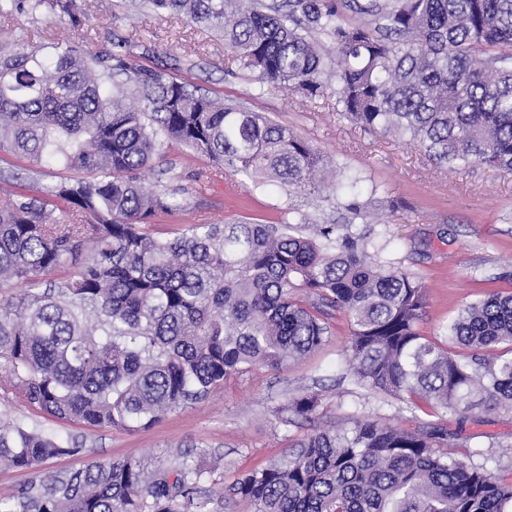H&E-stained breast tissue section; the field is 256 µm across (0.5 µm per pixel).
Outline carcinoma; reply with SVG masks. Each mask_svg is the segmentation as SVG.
<instances>
[{"mask_svg":"<svg viewBox=\"0 0 512 512\" xmlns=\"http://www.w3.org/2000/svg\"><path fill=\"white\" fill-rule=\"evenodd\" d=\"M147 3L222 33L262 88L330 90L348 120L409 141L438 165L512 169V0H370L360 11L381 20L374 28L343 24L334 0ZM0 10L60 12L76 23L83 14L77 0H0ZM165 141L306 192L324 167L312 145L266 114L217 103L119 50L0 54V150L85 173L0 200V283L34 285L76 268L55 293L0 297V359L26 400L58 420L146 429L232 375L277 371L321 349L326 306L350 320L356 384L429 420L412 430L364 417L317 428L227 486L228 498L252 512H512V472L495 475L446 451L449 416L512 410V294L466 306L442 328L443 344L418 329L421 283L336 224L316 238L290 223L191 224L155 238L149 220L178 203L145 191L139 174ZM360 182L355 171L339 182L355 219ZM59 200L66 219L50 222L47 207ZM299 288L318 296L314 309L297 299ZM321 407L310 393L282 411L311 421ZM78 452L23 423L0 426L1 466ZM213 474L191 450L165 466L130 455L45 472L16 501L0 500V512H206Z\"/></svg>","mask_w":512,"mask_h":512,"instance_id":"carcinoma-1","label":"carcinoma"}]
</instances>
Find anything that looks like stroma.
I'll use <instances>...</instances> for the list:
<instances>
[{
    "instance_id": "1",
    "label": "stroma",
    "mask_w": 512,
    "mask_h": 512,
    "mask_svg": "<svg viewBox=\"0 0 512 512\" xmlns=\"http://www.w3.org/2000/svg\"><path fill=\"white\" fill-rule=\"evenodd\" d=\"M84 8L78 23L63 14L0 15V51L56 42L96 53L124 43L135 63L163 70L216 100L266 113L307 140L325 160L318 188L309 194L208 168L206 160L184 147L165 144L153 169L142 171L140 178L145 189L175 194L181 209L153 217V236L171 238L191 224H275L286 219L305 235L315 234L321 224H348L347 201L337 188L339 171L345 168L360 173V199L369 205L363 222L352 225L354 232L376 236L382 246L378 260L403 269L425 288L426 306L418 323L423 335L440 336L443 326L472 302L512 293V171L481 163L442 167L399 138L376 136L347 121L329 97L260 88L252 72L233 63L222 37L187 16L154 13L142 0H85ZM68 176L62 166H38L0 152V198ZM390 199L396 208L387 207ZM325 321L329 341L322 349L279 371L255 367L230 376L221 392L167 412L146 430L55 420L0 387V422L36 425L81 449L38 469L0 468V500L19 496L42 469L68 474L129 454L165 464L189 448L217 460L214 481L205 487L209 512H249L245 503L224 499L222 488L278 460L290 443L309 434L308 422L285 415L289 398L322 394V418L328 422L345 425L356 415L410 426L404 403L344 379L350 321L336 309L329 310ZM448 428L456 433L448 450L457 458L487 449L493 455L487 463L491 472L512 469V412L476 410L464 426L452 422Z\"/></svg>"
}]
</instances>
